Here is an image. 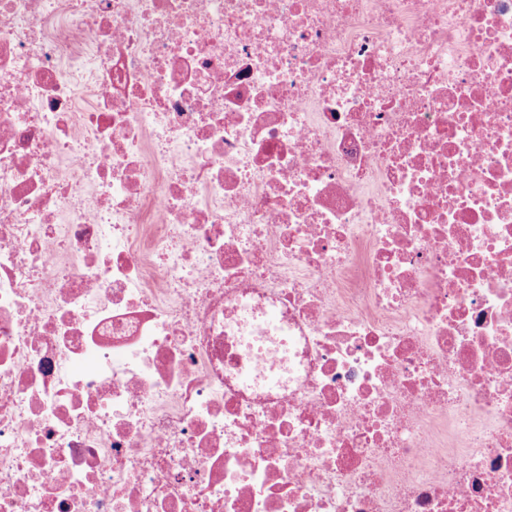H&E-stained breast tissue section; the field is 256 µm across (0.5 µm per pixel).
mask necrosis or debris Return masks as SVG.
Segmentation results:
<instances>
[{
    "label": "necrosis or debris",
    "instance_id": "4bbe7bcc",
    "mask_svg": "<svg viewBox=\"0 0 512 512\" xmlns=\"http://www.w3.org/2000/svg\"><path fill=\"white\" fill-rule=\"evenodd\" d=\"M0 512H512V0H0Z\"/></svg>",
    "mask_w": 512,
    "mask_h": 512
}]
</instances>
